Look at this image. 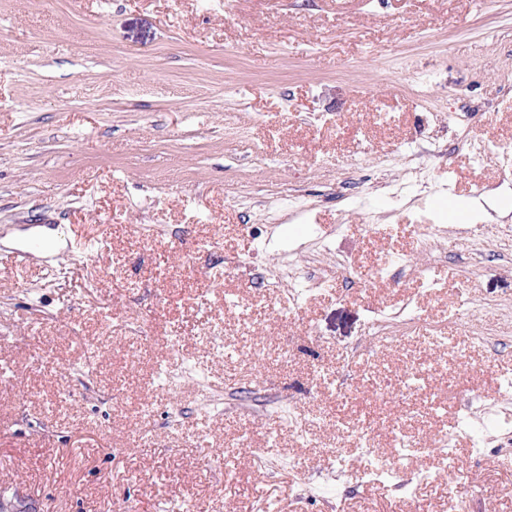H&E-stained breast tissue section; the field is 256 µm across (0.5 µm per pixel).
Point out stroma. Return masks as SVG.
<instances>
[{"instance_id":"stroma-1","label":"stroma","mask_w":512,"mask_h":512,"mask_svg":"<svg viewBox=\"0 0 512 512\" xmlns=\"http://www.w3.org/2000/svg\"><path fill=\"white\" fill-rule=\"evenodd\" d=\"M224 2L0 0V233L62 224L70 242L46 268L0 250V503L448 512L460 493L512 512V446L476 459L462 424L468 395L500 409L512 380V259L420 249L430 224L512 227V0ZM420 84L445 98L437 158L418 153ZM409 157L427 189L337 195ZM396 256L431 272L378 277ZM288 259L315 260L326 288L253 280ZM468 297L489 312L460 316ZM406 299L416 331L370 346V310ZM373 459L433 479L374 482Z\"/></svg>"}]
</instances>
